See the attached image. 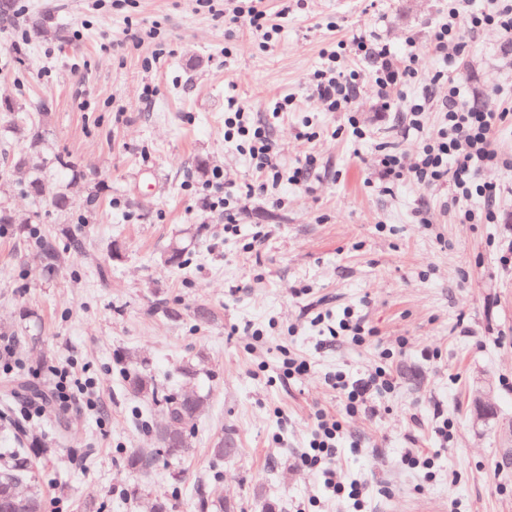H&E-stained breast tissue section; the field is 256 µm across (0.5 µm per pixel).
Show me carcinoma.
<instances>
[{
  "instance_id": "1",
  "label": "carcinoma",
  "mask_w": 512,
  "mask_h": 512,
  "mask_svg": "<svg viewBox=\"0 0 512 512\" xmlns=\"http://www.w3.org/2000/svg\"><path fill=\"white\" fill-rule=\"evenodd\" d=\"M28 27L35 34L44 33L53 27V18L48 13L32 14L28 16ZM26 110V104L18 100L0 102V115L8 122V128L14 134H21L27 142L25 148L13 154L11 166L29 171L26 192L34 198H42L47 193V186L40 175V164L47 148L42 131L28 126ZM31 223V217L0 201V225L13 226L21 235ZM37 244L45 259V267L49 270L56 268L60 257L56 238L43 235L37 238ZM128 390L144 401L162 402L167 416V422L155 429L160 447L132 456L130 465L147 471L153 468L159 455L177 459L185 454L189 448V427L204 406V397L194 391L167 392L160 381L141 374L128 378ZM4 454L11 463L0 469V507L7 508L8 512H44L43 500L32 487L29 449L6 448Z\"/></svg>"
}]
</instances>
